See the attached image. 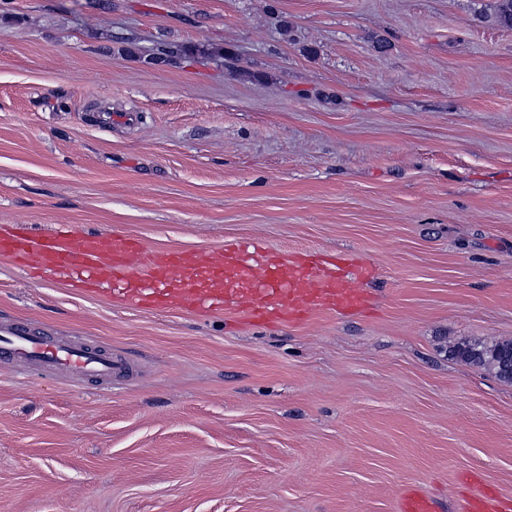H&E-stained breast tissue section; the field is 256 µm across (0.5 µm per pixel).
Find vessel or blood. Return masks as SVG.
I'll list each match as a JSON object with an SVG mask.
<instances>
[{"mask_svg":"<svg viewBox=\"0 0 512 512\" xmlns=\"http://www.w3.org/2000/svg\"><path fill=\"white\" fill-rule=\"evenodd\" d=\"M0 257L66 276L84 294L111 287L113 296L133 307L193 304L253 321L299 323L316 311L361 309L367 298L359 286L368 273L365 262L277 255L254 242L214 252L167 250L143 259L136 240L125 234H76L62 225L42 235L12 224L0 226ZM0 358L31 363L43 374L67 369L101 382L129 370L128 361L109 349L38 334L13 320L0 321ZM398 512H434V504L410 489L400 496ZM466 512H512V505L483 493L468 500Z\"/></svg>","mask_w":512,"mask_h":512,"instance_id":"b4317fda","label":"vessel or blood"}]
</instances>
